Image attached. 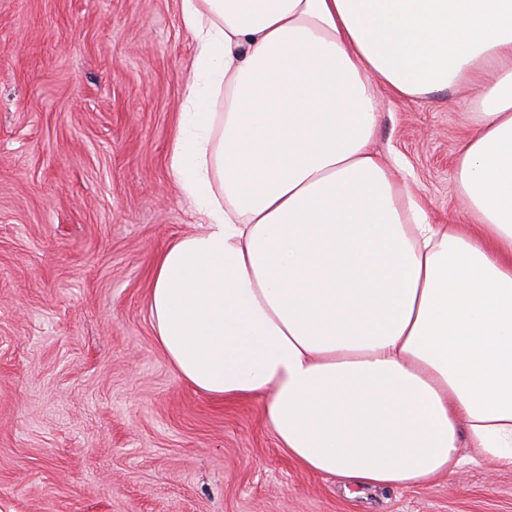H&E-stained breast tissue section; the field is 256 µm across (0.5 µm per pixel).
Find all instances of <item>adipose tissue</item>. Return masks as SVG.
Returning a JSON list of instances; mask_svg holds the SVG:
<instances>
[{
	"instance_id": "adipose-tissue-1",
	"label": "adipose tissue",
	"mask_w": 512,
	"mask_h": 512,
	"mask_svg": "<svg viewBox=\"0 0 512 512\" xmlns=\"http://www.w3.org/2000/svg\"><path fill=\"white\" fill-rule=\"evenodd\" d=\"M181 17L196 54L169 167L203 221L149 293L177 375L265 396L279 447L348 484H423L464 443L512 466V0H181ZM378 84L478 91L456 164L475 224L432 223L382 163Z\"/></svg>"
}]
</instances>
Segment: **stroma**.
Segmentation results:
<instances>
[{"mask_svg": "<svg viewBox=\"0 0 512 512\" xmlns=\"http://www.w3.org/2000/svg\"><path fill=\"white\" fill-rule=\"evenodd\" d=\"M194 56L181 0H0V512H512L497 461L346 488L279 448L264 397L178 377L148 293L200 222L168 168ZM379 95L382 161L469 223L477 92Z\"/></svg>", "mask_w": 512, "mask_h": 512, "instance_id": "obj_1", "label": "stroma"}]
</instances>
